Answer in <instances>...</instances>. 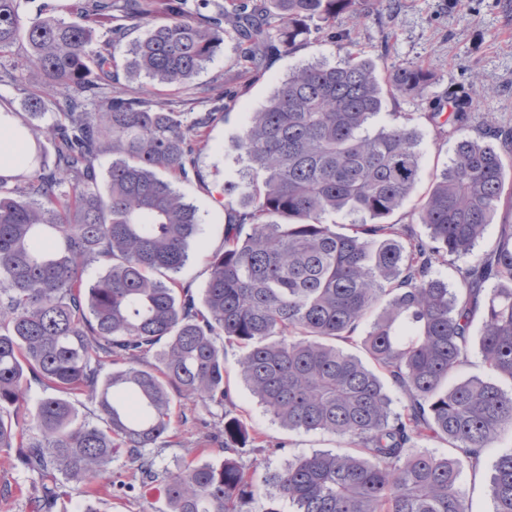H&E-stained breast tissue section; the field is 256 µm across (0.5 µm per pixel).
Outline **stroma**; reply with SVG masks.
I'll return each instance as SVG.
<instances>
[{"label":"stroma","instance_id":"obj_1","mask_svg":"<svg viewBox=\"0 0 512 512\" xmlns=\"http://www.w3.org/2000/svg\"><path fill=\"white\" fill-rule=\"evenodd\" d=\"M334 37L322 33L293 50L269 54L262 69L236 78L234 61L237 45L225 40L223 47L193 80L192 89L156 85L154 99L166 102L177 111L204 113L212 103L200 99L198 92L215 82H223L234 96L228 114H215L208 128L212 149L200 156L187 181L178 188L194 205L203 227L202 235L190 247V259L178 278L200 291L210 277L208 256L222 248L224 240V187L252 178L248 161L236 148L247 116L259 109L274 89L296 68L317 62L342 63L352 54L372 58L378 73L393 65L413 63L429 72L431 84L420 95L387 97L375 123L366 134L395 124L413 129L420 156V179L412 195L391 215V222L410 225L414 236L423 238L427 228L420 224L417 207L454 156L455 135L434 120L437 112H447L456 98L469 99L473 112L492 114L512 124V0H384L380 10L358 18L341 15L333 26ZM24 45L0 55V68L14 70L17 80L0 84V102L12 111H22L28 92L39 86L42 74L23 66ZM512 224V192L504 193L484 237L473 255L451 257L434 264L435 276L444 278L451 287L460 284L459 270L473 256L493 250L500 227ZM239 352L225 346L224 366L228 371L229 399L223 406L187 407L186 418L173 419L165 443L152 448L158 466L176 468L191 459L194 448L208 442L210 457L224 456V416L233 414L247 425L251 435L259 437L264 448L247 450L242 462L257 471L275 469L289 459L318 451H339L340 440L319 431L306 432L281 426L266 414L235 371ZM512 448V432L504 433L485 448L478 467H464L461 486L470 512H493L490 477L496 459ZM133 471L127 459L112 464V474L103 480L96 497L98 512H167L158 491L143 488L131 492L120 490L119 481L128 480ZM9 489L8 498H0V512H32V477L22 467L0 465V489Z\"/></svg>","mask_w":512,"mask_h":512}]
</instances>
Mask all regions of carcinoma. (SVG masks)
<instances>
[{
  "label": "carcinoma",
  "mask_w": 512,
  "mask_h": 512,
  "mask_svg": "<svg viewBox=\"0 0 512 512\" xmlns=\"http://www.w3.org/2000/svg\"><path fill=\"white\" fill-rule=\"evenodd\" d=\"M25 2L0 0V51L25 42L24 65L44 77L26 116L51 104L57 119L29 133L20 113L0 112L20 143L0 150V449H21L34 512L53 508L57 475L86 496L122 454L135 466L127 486L159 490L169 512H252L263 487L272 491L262 512H282L283 502L291 512H469L462 464L477 467L484 448L512 431V393L450 379L478 314L484 363L512 378V225L460 271V292L432 267L442 252L471 253L484 236L512 159V127L452 101L458 139L418 211L424 241L388 222L419 180L414 132L362 130L384 95L424 90L427 72L402 63L381 77L363 55L299 68L243 128L238 148L263 179L224 186V243L199 299L177 274L202 225L173 178L188 179L209 148L214 113L194 117L116 89L115 46L129 39L130 72L189 88L226 38L246 75L268 53L331 32L340 15L362 16L370 0H73L80 23L49 6L24 18ZM474 127L502 152L470 136ZM45 140L55 148L51 168ZM106 150L102 192L96 161ZM336 212L370 221L338 232L323 221ZM104 258L103 272L84 279ZM226 343L239 349L237 372L268 414L352 451L259 474L233 457L255 439L232 417L221 465L158 468L147 449L166 438L175 401L224 405ZM152 351L148 368L142 359ZM106 364L114 370L104 376ZM30 376L59 395L29 407ZM389 384L405 396L399 411ZM72 395L97 406L98 422L77 421ZM421 439L443 440L458 456L423 452ZM490 486L495 512H512V451L495 461Z\"/></svg>",
  "instance_id": "carcinoma-1"
}]
</instances>
